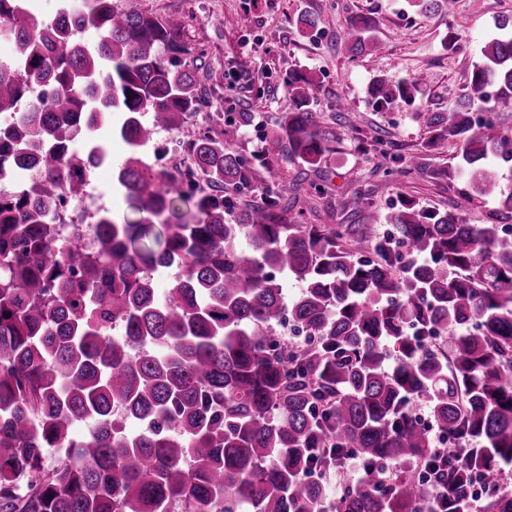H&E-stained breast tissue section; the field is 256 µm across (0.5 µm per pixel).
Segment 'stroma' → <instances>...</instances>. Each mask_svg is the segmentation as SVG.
Listing matches in <instances>:
<instances>
[{
	"mask_svg": "<svg viewBox=\"0 0 512 512\" xmlns=\"http://www.w3.org/2000/svg\"><path fill=\"white\" fill-rule=\"evenodd\" d=\"M161 14H188L185 39L199 66L217 74L236 68L241 57L253 60L245 92L225 93L224 111L254 113L256 122L228 145L249 154L261 146L280 112L289 105L284 83L289 71L314 75L316 109L336 130V144L321 168L284 163L279 179L298 181L288 196V215L304 224H365L370 212L388 214L399 200L458 212L469 224H487L494 202L468 201L466 179L437 181L409 166L428 138L420 110L445 112L456 106L481 44L494 21L512 17V0H456L453 13L422 12L414 0H146ZM310 13L316 29L299 33L295 21ZM356 13L375 18L376 51L356 55L342 39L346 20ZM457 31L455 51L443 40ZM426 82L412 103L377 107L368 88L377 79L396 82L416 75ZM350 104L338 111L337 100ZM381 135L384 152H364L362 139ZM110 159L94 169L90 191L94 206L122 217L128 211L116 187V173L128 154L118 138L107 142Z\"/></svg>",
	"mask_w": 512,
	"mask_h": 512,
	"instance_id": "35a3bbf8",
	"label": "stroma"
}]
</instances>
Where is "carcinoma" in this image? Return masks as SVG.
Returning a JSON list of instances; mask_svg holds the SVG:
<instances>
[{"mask_svg":"<svg viewBox=\"0 0 512 512\" xmlns=\"http://www.w3.org/2000/svg\"><path fill=\"white\" fill-rule=\"evenodd\" d=\"M28 5L0 0L13 46L0 60V176L38 165L0 194V512H327V475L351 455L362 471L335 512H467L475 473L480 512H512V185L493 170L512 162V129L493 113L512 102V18L494 22L458 105L418 113L431 136L411 159L497 202L492 224L403 199L383 236L292 224L294 185L263 177L283 162L318 168L333 150L313 77L288 74L291 104L261 150L224 145L253 113L218 112L209 121L223 129L179 142L190 164L170 171L155 135L181 131L216 94L184 17L80 0L51 26ZM375 26L348 19L351 52L375 51ZM422 81L377 79L369 95L385 108ZM105 128L129 147L117 186L131 216L94 213L87 242L54 205L108 161ZM446 144L457 167L426 162ZM179 201L189 219L162 222ZM172 267L161 296L156 275ZM288 281L301 288L291 300ZM421 396L454 439L442 461L416 419ZM130 419L143 430L127 433ZM53 448L65 457L49 466ZM424 460L445 485L434 506ZM387 462L397 476L381 488Z\"/></svg>","mask_w":512,"mask_h":512,"instance_id":"obj_1","label":"carcinoma"}]
</instances>
